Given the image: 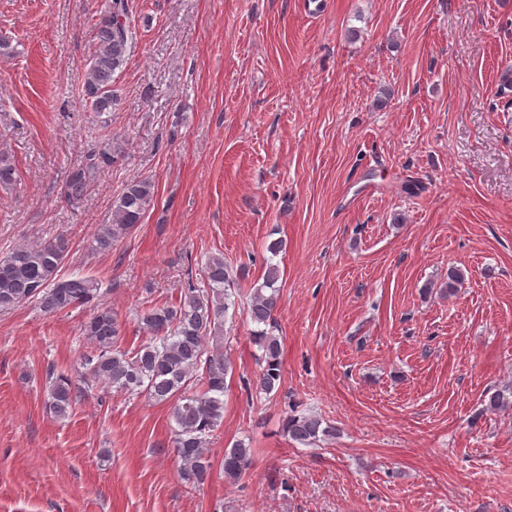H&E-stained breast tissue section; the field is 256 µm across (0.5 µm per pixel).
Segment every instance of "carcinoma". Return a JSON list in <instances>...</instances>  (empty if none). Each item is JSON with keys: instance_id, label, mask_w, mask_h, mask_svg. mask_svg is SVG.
I'll list each match as a JSON object with an SVG mask.
<instances>
[{"instance_id": "obj_1", "label": "carcinoma", "mask_w": 512, "mask_h": 512, "mask_svg": "<svg viewBox=\"0 0 512 512\" xmlns=\"http://www.w3.org/2000/svg\"><path fill=\"white\" fill-rule=\"evenodd\" d=\"M133 40L129 0H106L93 23L81 91L82 103L101 115L112 114L120 105L114 75L126 65ZM118 151L120 147L111 138L87 145L82 159L66 176L68 201L81 200L101 172L117 162ZM154 195L155 186L146 177L127 182L112 202L111 223L98 226L92 250L110 251L121 236L141 223ZM68 252V242L56 238L18 247L0 258V311L32 301L47 313L93 305L81 326L91 351L83 357L80 382L53 370L46 373L50 411L59 418L68 416L73 405L98 385L143 395L158 403L171 401L177 425L173 443L180 462L179 475L194 486L205 483L214 468L206 443L224 420V388L231 371L224 358V323L229 309L235 306L232 289L237 287L241 273L226 263L223 255L209 256L205 263L207 287L201 289L190 283L177 301L144 308L137 322L148 339L134 350H122L117 346V314L96 304L99 282L90 277L61 275ZM279 277L278 266L269 265L247 306L250 322L256 326L251 340L262 351L264 362L255 389L265 395L279 389L283 373L281 344L271 330L279 301ZM508 407H512V385L485 395V411ZM284 432L293 442L311 446L335 437L337 428L319 416L293 410L285 419ZM252 456L253 449L242 441L225 449L220 463L224 477L240 479Z\"/></svg>"}]
</instances>
